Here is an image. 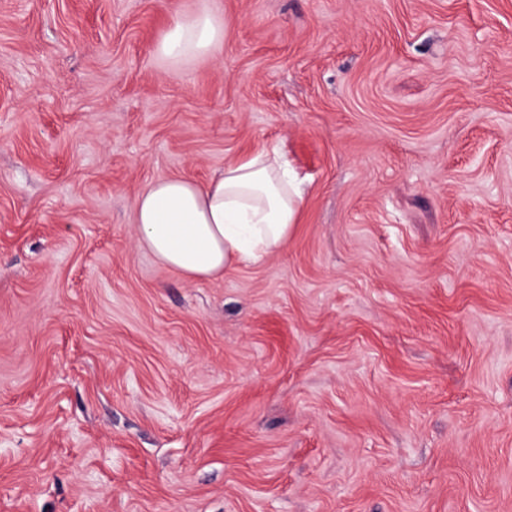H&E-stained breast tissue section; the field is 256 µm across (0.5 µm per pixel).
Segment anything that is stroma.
Returning <instances> with one entry per match:
<instances>
[{
	"instance_id": "1",
	"label": "stroma",
	"mask_w": 512,
	"mask_h": 512,
	"mask_svg": "<svg viewBox=\"0 0 512 512\" xmlns=\"http://www.w3.org/2000/svg\"><path fill=\"white\" fill-rule=\"evenodd\" d=\"M263 148L284 251L139 244ZM0 512H512V0H0ZM228 28L224 18L206 10L180 15L166 30L155 50L171 64L209 57L224 44ZM303 192L276 150L224 163L204 183L160 177L137 196L138 240L165 267L191 281L216 280L288 246Z\"/></svg>"
}]
</instances>
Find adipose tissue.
Listing matches in <instances>:
<instances>
[{
  "label": "adipose tissue",
  "mask_w": 512,
  "mask_h": 512,
  "mask_svg": "<svg viewBox=\"0 0 512 512\" xmlns=\"http://www.w3.org/2000/svg\"><path fill=\"white\" fill-rule=\"evenodd\" d=\"M229 24L209 11L178 16L157 43L173 64L212 56ZM296 172L277 151L225 162L208 181L160 177L137 196L138 240L184 278L216 280L225 270L257 264L284 250L301 214Z\"/></svg>",
  "instance_id": "adipose-tissue-1"
}]
</instances>
